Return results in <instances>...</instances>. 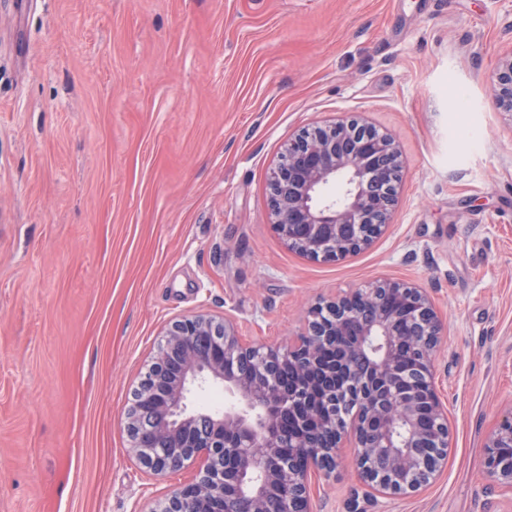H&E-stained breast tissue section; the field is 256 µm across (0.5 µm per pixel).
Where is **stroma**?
<instances>
[{"instance_id": "stroma-1", "label": "stroma", "mask_w": 512, "mask_h": 512, "mask_svg": "<svg viewBox=\"0 0 512 512\" xmlns=\"http://www.w3.org/2000/svg\"><path fill=\"white\" fill-rule=\"evenodd\" d=\"M512 0H0V512H150L125 413L167 325L288 346L380 278L445 327L448 465L375 495L342 450L315 512H512L482 461L512 408V115L487 84ZM361 114L403 154L393 223L337 262L275 233L288 141Z\"/></svg>"}]
</instances>
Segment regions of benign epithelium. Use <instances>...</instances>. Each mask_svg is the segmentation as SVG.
I'll return each mask as SVG.
<instances>
[{"label":"benign epithelium","mask_w":512,"mask_h":512,"mask_svg":"<svg viewBox=\"0 0 512 512\" xmlns=\"http://www.w3.org/2000/svg\"><path fill=\"white\" fill-rule=\"evenodd\" d=\"M495 106L512 114V51L491 75ZM289 143L268 184L271 224L280 239L314 260L369 249L398 203L402 154L396 138L357 116L309 128ZM409 303L391 311L385 298ZM316 309L286 349L256 343L236 324L204 314L175 319L136 394L126 431L136 458L157 475L197 463L195 477L151 512H282L295 500L314 512L312 474L336 472L338 449L356 448L357 475L382 496L432 483L448 461V415L433 384L442 321L427 291L378 280ZM409 369H398L403 340ZM235 370L224 372V364ZM222 384L234 402L214 414L187 406L191 388ZM427 408L429 422L421 420ZM298 433L280 452L284 420ZM512 408L485 444L484 470L512 492Z\"/></svg>","instance_id":"1"}]
</instances>
